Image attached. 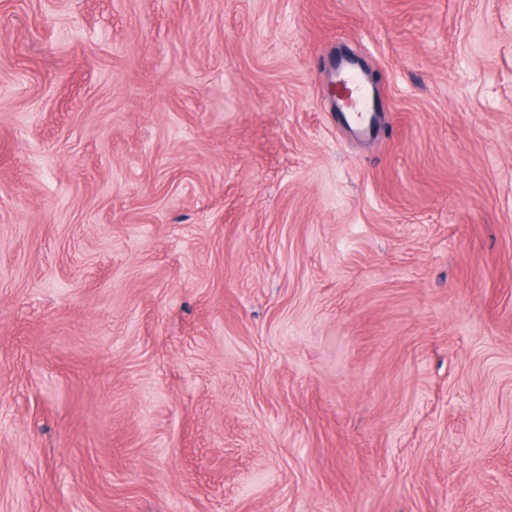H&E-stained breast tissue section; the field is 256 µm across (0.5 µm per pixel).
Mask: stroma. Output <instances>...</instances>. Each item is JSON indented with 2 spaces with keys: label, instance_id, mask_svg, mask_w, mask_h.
Here are the masks:
<instances>
[{
  "label": "stroma",
  "instance_id": "obj_1",
  "mask_svg": "<svg viewBox=\"0 0 512 512\" xmlns=\"http://www.w3.org/2000/svg\"><path fill=\"white\" fill-rule=\"evenodd\" d=\"M1 42L0 512H512V0H0ZM336 77V84L334 83L330 88L331 94L336 96L337 85L347 99L351 112H356L347 118L348 123L353 125L360 134L367 135L373 126L372 97L369 89L361 83L355 69L349 62H342L337 66ZM351 86L359 90L357 102L352 98L353 90Z\"/></svg>",
  "mask_w": 512,
  "mask_h": 512
}]
</instances>
